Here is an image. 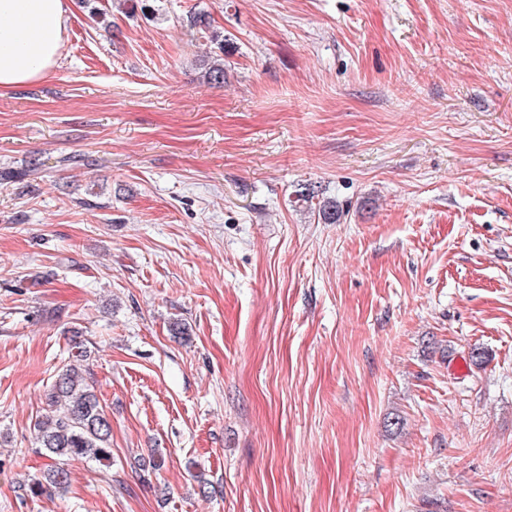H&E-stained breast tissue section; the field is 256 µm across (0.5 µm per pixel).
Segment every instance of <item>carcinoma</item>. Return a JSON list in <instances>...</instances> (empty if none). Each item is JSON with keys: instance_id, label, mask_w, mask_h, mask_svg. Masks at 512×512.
Listing matches in <instances>:
<instances>
[{"instance_id": "cac0c4a2", "label": "carcinoma", "mask_w": 512, "mask_h": 512, "mask_svg": "<svg viewBox=\"0 0 512 512\" xmlns=\"http://www.w3.org/2000/svg\"><path fill=\"white\" fill-rule=\"evenodd\" d=\"M85 357L82 342L73 341V363L61 368L47 394L49 411L34 423L38 447L50 464L31 480L33 495L65 491L71 481L69 460L98 462L112 458V423L77 363Z\"/></svg>"}]
</instances>
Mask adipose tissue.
I'll list each match as a JSON object with an SVG mask.
<instances>
[{"label":"adipose tissue","instance_id":"obj_1","mask_svg":"<svg viewBox=\"0 0 512 512\" xmlns=\"http://www.w3.org/2000/svg\"><path fill=\"white\" fill-rule=\"evenodd\" d=\"M68 0H0V93L51 74L66 46Z\"/></svg>","mask_w":512,"mask_h":512}]
</instances>
